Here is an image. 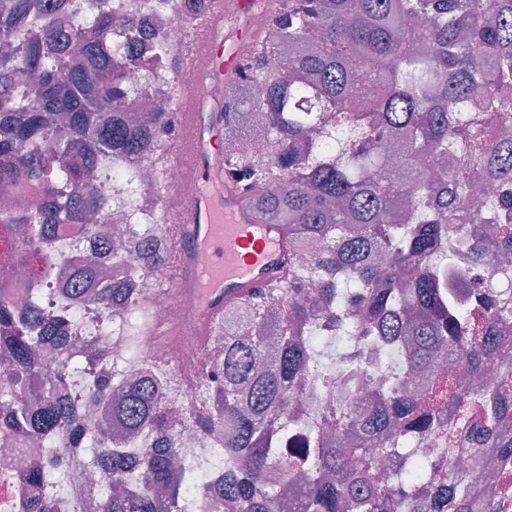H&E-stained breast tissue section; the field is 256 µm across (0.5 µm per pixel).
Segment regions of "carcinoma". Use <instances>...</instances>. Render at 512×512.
I'll return each instance as SVG.
<instances>
[{
  "label": "carcinoma",
  "instance_id": "cac0c4a2",
  "mask_svg": "<svg viewBox=\"0 0 512 512\" xmlns=\"http://www.w3.org/2000/svg\"><path fill=\"white\" fill-rule=\"evenodd\" d=\"M65 2L0 0V187L42 192L31 209L0 211V224L46 251L59 226L99 234L101 225L85 223L82 182L102 158L123 162L112 170V190L133 198L145 185L136 164L174 132V113L151 96L137 125L113 106L158 81L127 82L148 49L134 36L140 25L117 26L100 10L68 28L59 19ZM273 20L277 42L247 52L224 89V171L262 222L285 227L288 263L268 287L224 307L208 334L224 343V373L202 370L187 391L196 400L186 407L190 422L224 448L212 469L220 497L194 461L178 468L172 450L137 447L173 425L172 379L138 358L150 316L132 287L152 273L156 252L121 278L82 259L87 278L44 271L71 280L63 293L74 301L97 279L93 301L122 314L121 373L107 369L103 345L76 359L96 371L88 387L107 421H76L63 381L39 370L37 356L68 335L64 320L37 307V283L21 314L0 302V409L25 441L48 452L63 435L71 448L95 449L87 464L109 483L99 512H288L280 482L295 476L304 480L295 512H496L494 485L474 473L512 455L502 431L512 416V375L477 388L448 369L460 363L475 376L505 358L512 304L491 288L463 304L437 255L485 172L497 198L470 209L473 229L451 259L467 276L485 252H512V0H279ZM23 23L27 35L17 44ZM371 88L373 107L362 111L355 93ZM246 112L260 115L262 154L234 143ZM492 121L502 142L491 149ZM397 139L403 178L383 174ZM310 241L320 252L303 266L298 254ZM343 350L352 373L385 370L396 383L378 388L367 412L342 404L322 412L309 447L287 451L288 408L312 375L336 386L327 358ZM450 413L462 426L467 471H448L446 448L428 449L426 459L410 452ZM114 421L123 428L116 438ZM110 439L112 447H97ZM375 453L398 460L399 480H380ZM47 463L29 460L33 512H83L79 491L64 502L46 497Z\"/></svg>",
  "mask_w": 512,
  "mask_h": 512
}]
</instances>
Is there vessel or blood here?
<instances>
[{"mask_svg": "<svg viewBox=\"0 0 512 512\" xmlns=\"http://www.w3.org/2000/svg\"><path fill=\"white\" fill-rule=\"evenodd\" d=\"M254 5L227 0L225 12L211 15L212 32L195 52L201 79L183 88L176 115V156L188 188L176 227L183 266L176 290L191 299L188 329L200 337L226 305L277 278L287 257L282 225L255 220L244 191L224 177L219 147L224 114L214 100L223 83L237 76L243 44L254 38L242 22Z\"/></svg>", "mask_w": 512, "mask_h": 512, "instance_id": "vessel-or-blood-1", "label": "vessel or blood"}]
</instances>
